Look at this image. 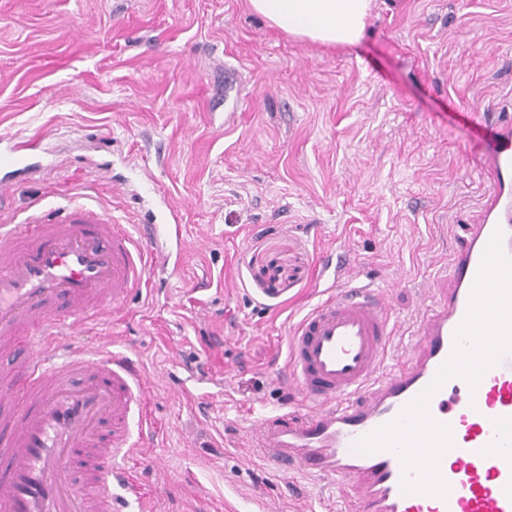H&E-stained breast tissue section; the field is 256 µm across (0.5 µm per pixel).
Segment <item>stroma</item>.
<instances>
[{"label":"stroma","instance_id":"stroma-1","mask_svg":"<svg viewBox=\"0 0 512 512\" xmlns=\"http://www.w3.org/2000/svg\"><path fill=\"white\" fill-rule=\"evenodd\" d=\"M508 120L512 0H374L349 47L246 0H0V224L88 206L169 255L82 338L146 381L126 465L158 512H359L354 484L281 472L248 432L298 407L289 337L337 287L327 258L386 290L404 353Z\"/></svg>","mask_w":512,"mask_h":512}]
</instances>
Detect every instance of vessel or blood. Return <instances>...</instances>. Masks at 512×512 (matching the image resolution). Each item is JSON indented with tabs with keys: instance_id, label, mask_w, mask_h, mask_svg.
<instances>
[{
	"instance_id": "obj_1",
	"label": "vessel or blood",
	"mask_w": 512,
	"mask_h": 512,
	"mask_svg": "<svg viewBox=\"0 0 512 512\" xmlns=\"http://www.w3.org/2000/svg\"><path fill=\"white\" fill-rule=\"evenodd\" d=\"M486 161L499 186L479 224L463 225L446 288L393 361L397 325L384 294L361 276L317 303L294 327L288 379L303 415H267L250 430L254 447L280 471L301 466L347 480L361 512H512V353L477 387L454 377L429 411L451 429L439 461L446 497L402 493L399 456L353 446L396 420L453 353L485 249L501 233L512 256V126L493 134ZM146 248L126 225L90 209L50 223L0 224V401L22 390L26 408L0 413V512H146L120 466L133 454L140 373L124 353L88 350L87 326L137 292Z\"/></svg>"
}]
</instances>
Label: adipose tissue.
I'll return each mask as SVG.
<instances>
[{
    "label": "adipose tissue",
    "instance_id": "obj_1",
    "mask_svg": "<svg viewBox=\"0 0 512 512\" xmlns=\"http://www.w3.org/2000/svg\"><path fill=\"white\" fill-rule=\"evenodd\" d=\"M251 11L282 32L327 45L361 39L372 0H248Z\"/></svg>",
    "mask_w": 512,
    "mask_h": 512
}]
</instances>
